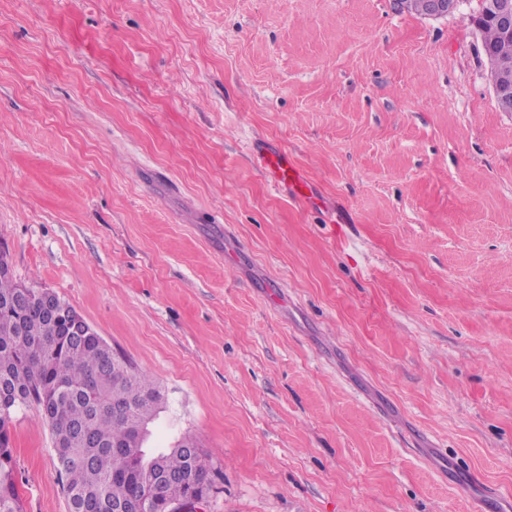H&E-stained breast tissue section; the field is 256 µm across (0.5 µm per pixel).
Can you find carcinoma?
Returning a JSON list of instances; mask_svg holds the SVG:
<instances>
[{"instance_id": "obj_1", "label": "carcinoma", "mask_w": 512, "mask_h": 512, "mask_svg": "<svg viewBox=\"0 0 512 512\" xmlns=\"http://www.w3.org/2000/svg\"><path fill=\"white\" fill-rule=\"evenodd\" d=\"M481 0L472 22L484 56L512 74V51ZM49 392L40 405L49 426L70 512H115L133 496L152 495L155 467L183 473L188 485L210 484L209 466L184 437L169 448H149L148 425L161 395L148 375L112 364L101 336H78L43 309L41 290L24 296L12 273L0 274V440L11 441L15 413ZM0 512H23L12 449L0 443Z\"/></svg>"}]
</instances>
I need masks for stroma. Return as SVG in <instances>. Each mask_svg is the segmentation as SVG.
<instances>
[{
  "mask_svg": "<svg viewBox=\"0 0 512 512\" xmlns=\"http://www.w3.org/2000/svg\"><path fill=\"white\" fill-rule=\"evenodd\" d=\"M480 0H0V247L161 394L199 512H512V112ZM288 150L309 209L253 141ZM23 512H69L37 405ZM455 0H408L407 8L417 14L428 16H444L454 9ZM250 150L259 169L275 190L304 202L314 198L311 182L304 171L289 159L288 153L258 142L253 143Z\"/></svg>",
  "mask_w": 512,
  "mask_h": 512,
  "instance_id": "1",
  "label": "stroma"
}]
</instances>
